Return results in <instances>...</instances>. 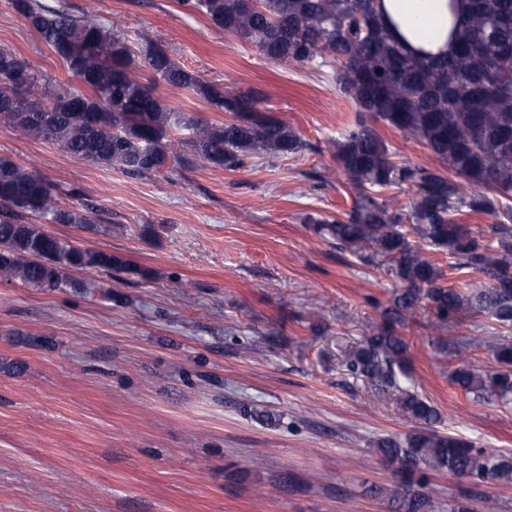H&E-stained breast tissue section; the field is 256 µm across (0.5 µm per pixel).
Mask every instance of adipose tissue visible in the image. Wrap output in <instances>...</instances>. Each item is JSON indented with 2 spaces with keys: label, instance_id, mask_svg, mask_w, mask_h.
<instances>
[{
  "label": "adipose tissue",
  "instance_id": "ef3b65f1",
  "mask_svg": "<svg viewBox=\"0 0 512 512\" xmlns=\"http://www.w3.org/2000/svg\"><path fill=\"white\" fill-rule=\"evenodd\" d=\"M393 34L419 55L450 52L451 30L463 15V0H381L379 5Z\"/></svg>",
  "mask_w": 512,
  "mask_h": 512
}]
</instances>
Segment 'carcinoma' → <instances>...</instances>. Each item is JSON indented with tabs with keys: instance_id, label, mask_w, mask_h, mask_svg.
Wrapping results in <instances>:
<instances>
[{
	"instance_id": "obj_1",
	"label": "carcinoma",
	"mask_w": 512,
	"mask_h": 512,
	"mask_svg": "<svg viewBox=\"0 0 512 512\" xmlns=\"http://www.w3.org/2000/svg\"><path fill=\"white\" fill-rule=\"evenodd\" d=\"M224 34L255 45L266 58L328 67L355 105L354 123L334 142L339 172L356 190L342 217H307L319 237L366 257L388 261L400 287L381 307L377 332L348 351L345 366L375 389H400L409 375V345L398 327L421 308L436 327L469 313H486L512 331V0H467L456 31L457 48L444 57L408 51L390 32L377 0H183ZM40 39L64 61L82 88L67 87L33 70L13 49L0 46V126L41 138L62 152L132 175L158 173L195 160L236 170L256 155L294 156L307 143L288 124L260 110L255 91L224 90L185 67L170 46L131 44L120 19L74 14L67 0H9ZM152 73L143 82L136 71ZM204 99L229 118L209 123L169 107L158 84ZM408 133L442 167L393 160L378 123ZM186 131L185 153L171 150V134ZM409 186L408 210L384 192ZM480 190H475V187ZM487 215L491 242L461 217ZM44 224L98 228L96 211L65 207L39 173L0 156V281L30 288H79L76 270L115 271L147 280L153 272L109 251L71 245ZM414 234L416 240L409 239ZM457 260L471 279L448 286L447 273L426 252ZM459 365L451 382L477 402L512 404V337L432 340ZM490 348L496 370L470 368L467 356ZM420 424L404 439L385 437L377 452L397 465L391 491L395 512H428L427 472L480 483L512 482V455L476 448L441 435L431 402L415 393L396 399Z\"/></svg>"
}]
</instances>
